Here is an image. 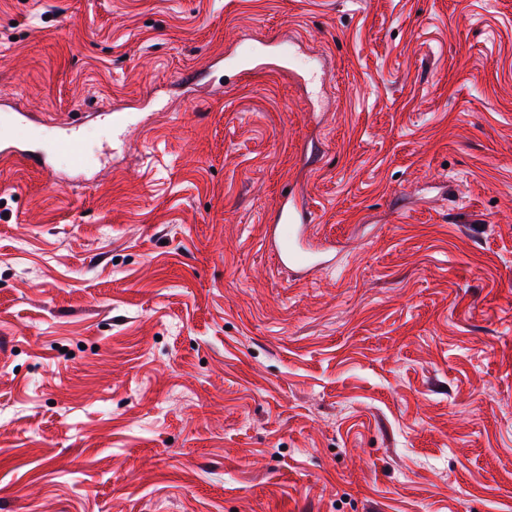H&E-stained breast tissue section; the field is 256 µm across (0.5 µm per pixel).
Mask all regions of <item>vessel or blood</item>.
<instances>
[{
  "label": "vessel or blood",
  "mask_w": 512,
  "mask_h": 512,
  "mask_svg": "<svg viewBox=\"0 0 512 512\" xmlns=\"http://www.w3.org/2000/svg\"><path fill=\"white\" fill-rule=\"evenodd\" d=\"M29 126L24 114H17L11 134L6 140L0 141V155L10 156L18 161L31 158L37 159L46 172H53V157H66L72 168H83L88 158V148L83 142L77 128H70L58 136L52 146L51 153L33 157L29 148ZM310 215L285 199L279 211L277 224L271 225L268 231L270 252L278 265L291 269L311 270L329 266L330 261L322 251L306 246L304 243L306 228Z\"/></svg>",
  "instance_id": "vessel-or-blood-1"
}]
</instances>
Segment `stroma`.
I'll list each match as a JSON object with an SVG mask.
<instances>
[{
    "mask_svg": "<svg viewBox=\"0 0 512 512\" xmlns=\"http://www.w3.org/2000/svg\"><path fill=\"white\" fill-rule=\"evenodd\" d=\"M18 112L0 512H512V0H0ZM29 126L26 116L18 112L12 123L11 134L6 140L0 141V155L10 156L14 159L25 162L33 160L31 151L28 149ZM55 156L66 157L71 167L74 169H81L86 165L88 148L76 127L68 129L66 133L58 136L54 140L51 154H42L38 158L40 166L49 175H53L54 173L52 158ZM277 222L269 226L267 236L270 252L277 265L288 269L311 270L331 264L332 259H327L324 252L304 244L306 223L311 222V217L307 212L299 210L290 197L285 198ZM284 228L287 232H284Z\"/></svg>",
    "mask_w": 512,
    "mask_h": 512,
    "instance_id": "1",
    "label": "stroma"
}]
</instances>
